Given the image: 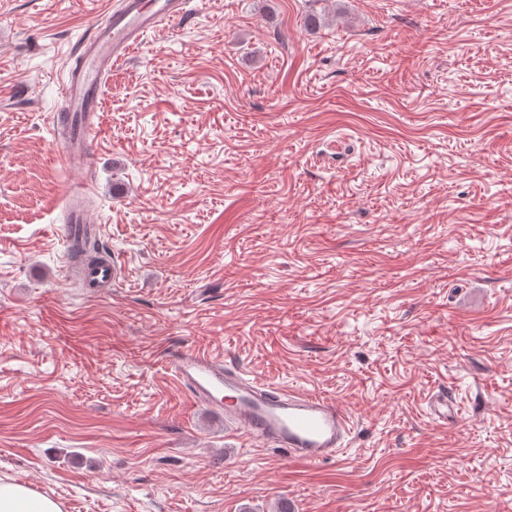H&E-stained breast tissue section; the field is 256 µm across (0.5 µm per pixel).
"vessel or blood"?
Masks as SVG:
<instances>
[{
  "label": "vessel or blood",
  "mask_w": 512,
  "mask_h": 512,
  "mask_svg": "<svg viewBox=\"0 0 512 512\" xmlns=\"http://www.w3.org/2000/svg\"><path fill=\"white\" fill-rule=\"evenodd\" d=\"M191 0H118L103 20L71 54L61 83L63 108L49 117L52 134L62 143L67 166L88 163L97 147L105 78L141 44L147 32L177 21L189 12ZM92 182L73 184L67 222L62 234L67 245L83 240L92 222L79 199L94 193ZM120 272L117 258L84 268L85 287L110 292ZM164 360L179 388L221 413L235 433L252 443L284 449L290 458L316 464L337 458L348 445L352 422L334 401L314 393L274 386L242 367L197 348L167 349Z\"/></svg>",
  "instance_id": "1"
}]
</instances>
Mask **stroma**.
I'll use <instances>...</instances> for the list:
<instances>
[{
  "label": "stroma",
  "mask_w": 512,
  "mask_h": 512,
  "mask_svg": "<svg viewBox=\"0 0 512 512\" xmlns=\"http://www.w3.org/2000/svg\"><path fill=\"white\" fill-rule=\"evenodd\" d=\"M112 3L0 0V479L62 512H512V0H193L65 168L49 115ZM87 178L101 295L65 274ZM184 344L333 398L348 449L243 442ZM120 265L115 256L104 263L86 267L81 276L85 288H91L97 293H108L118 279Z\"/></svg>",
  "instance_id": "35a3bbf8"
}]
</instances>
